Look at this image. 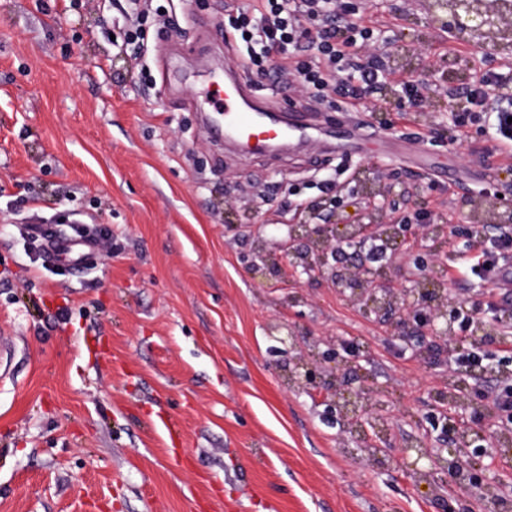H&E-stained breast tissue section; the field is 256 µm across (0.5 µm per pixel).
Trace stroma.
Here are the masks:
<instances>
[{"mask_svg": "<svg viewBox=\"0 0 512 512\" xmlns=\"http://www.w3.org/2000/svg\"><path fill=\"white\" fill-rule=\"evenodd\" d=\"M156 2L186 51L168 101L158 28L144 30L143 67L112 43L119 0H0V339L14 347L0 374V512H443L448 500L483 512L443 473L414 478L352 455L321 397L289 373L336 337L356 340L398 448L440 447L428 415L469 422L494 377L437 405L447 372L398 352L386 318L324 278L248 274L257 230L224 232L259 193L275 201L269 225L288 223L296 199L347 213L369 164L394 177L398 215L413 224L423 207L449 229V256L479 251L477 231L496 221L488 204L512 203V173L480 114L459 142L448 107L324 111L307 148L240 155L194 108L204 71L224 64L225 0ZM356 3L415 78L447 69L472 83L494 70L512 95V48L450 39L431 0ZM348 119L368 133L362 148L336 147ZM417 130L420 152L392 154L387 137ZM63 212L108 231L89 268L43 263L28 220ZM162 418L179 447L156 432Z\"/></svg>", "mask_w": 512, "mask_h": 512, "instance_id": "stroma-1", "label": "stroma"}]
</instances>
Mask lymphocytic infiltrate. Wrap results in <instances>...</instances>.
I'll return each mask as SVG.
<instances>
[{
    "label": "lymphocytic infiltrate",
    "instance_id": "lymphocytic-infiltrate-1",
    "mask_svg": "<svg viewBox=\"0 0 512 512\" xmlns=\"http://www.w3.org/2000/svg\"><path fill=\"white\" fill-rule=\"evenodd\" d=\"M122 11L126 45L135 57H142V41L148 21L161 18L153 0H124ZM378 27L367 25L363 15L351 14L338 0H253L250 8L227 13L224 44L247 57L252 75L299 91L302 98L329 110L351 107L371 108L369 93L385 83L387 73L375 48ZM487 75L480 86L468 90L467 101L455 119L458 137L472 109H479L492 137L512 142V100H494L487 89L494 85ZM512 253V228L497 227L488 248L460 260L461 268L485 276L499 258Z\"/></svg>",
    "mask_w": 512,
    "mask_h": 512
}]
</instances>
